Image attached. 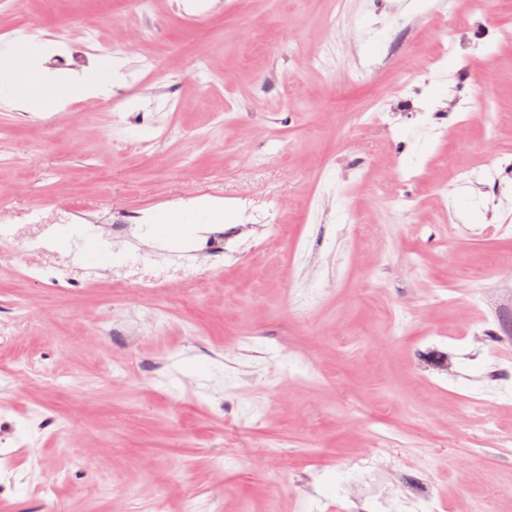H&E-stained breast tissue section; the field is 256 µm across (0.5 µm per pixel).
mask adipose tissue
<instances>
[{
  "label": "adipose tissue",
  "mask_w": 512,
  "mask_h": 512,
  "mask_svg": "<svg viewBox=\"0 0 512 512\" xmlns=\"http://www.w3.org/2000/svg\"><path fill=\"white\" fill-rule=\"evenodd\" d=\"M45 47L30 49L28 42L17 41L0 50V101L36 111L44 99L67 86L89 96L106 95L119 78L112 60H99L82 72L60 78L44 71L41 60Z\"/></svg>",
  "instance_id": "1"
}]
</instances>
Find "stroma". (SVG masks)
Listing matches in <instances>:
<instances>
[{"label": "stroma", "instance_id": "stroma-1", "mask_svg": "<svg viewBox=\"0 0 512 512\" xmlns=\"http://www.w3.org/2000/svg\"><path fill=\"white\" fill-rule=\"evenodd\" d=\"M444 2L116 0L129 32L150 35L118 60L120 103L78 115L0 104V219L20 229L0 241V320L18 319L20 337L0 360V512H114L128 488L143 512L188 499L195 512H343L360 455L431 459L441 512L483 497L512 512V452L492 447L467 403L490 389L493 357L512 360V339L484 345L467 308L477 279L494 295L489 319L512 323V236L499 233L512 174L499 190L445 180L448 159L512 157V0L459 7L455 25ZM73 19L110 35L99 0H20L0 12V45ZM447 38L455 51L424 68ZM322 41L329 70L294 68L289 45L312 55ZM407 73L415 88L401 87ZM489 92L499 109L458 127ZM378 101L390 131L354 120ZM393 159L404 177L383 183ZM442 181L444 211L429 197ZM394 192L415 204L410 223L396 222ZM237 198L280 203L288 241L266 244L249 225L230 243L237 264L193 287L148 293L136 278L110 284L103 267L69 283L26 274L71 250L33 241L30 214L142 213L155 243L180 200L199 215L221 202L235 225ZM442 279L455 307L431 297ZM105 319L115 335L98 336ZM232 448L237 464L214 478Z\"/></svg>", "mask_w": 512, "mask_h": 512}]
</instances>
